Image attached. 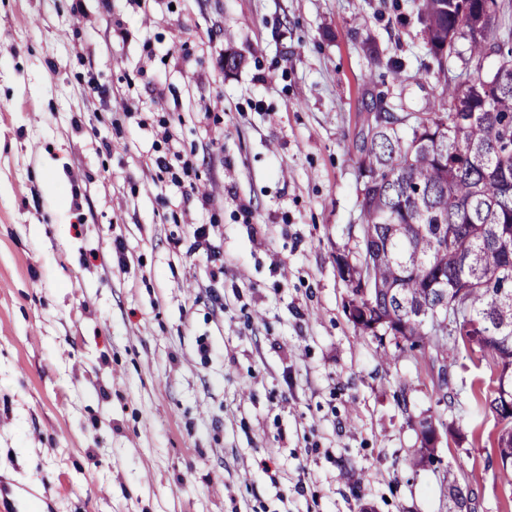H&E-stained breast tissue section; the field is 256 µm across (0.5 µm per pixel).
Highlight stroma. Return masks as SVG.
I'll return each mask as SVG.
<instances>
[{
    "instance_id": "stroma-1",
    "label": "stroma",
    "mask_w": 512,
    "mask_h": 512,
    "mask_svg": "<svg viewBox=\"0 0 512 512\" xmlns=\"http://www.w3.org/2000/svg\"><path fill=\"white\" fill-rule=\"evenodd\" d=\"M417 32L408 0H0V478L27 512H449L447 474L512 512L460 393L492 394L488 353L386 364L344 313L371 107L440 92ZM174 151L195 196L144 163ZM423 420L424 425L426 426L427 435L430 438L431 445L434 448L430 446V440L428 439V437L423 435L421 438V446L420 448L415 449L413 457V464L416 466L424 465L426 463L430 464L434 462L435 449L441 439L440 427L436 423V420L433 418H425Z\"/></svg>"
}]
</instances>
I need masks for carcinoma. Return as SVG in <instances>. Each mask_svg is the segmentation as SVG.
<instances>
[{"label":"carcinoma","mask_w":512,"mask_h":512,"mask_svg":"<svg viewBox=\"0 0 512 512\" xmlns=\"http://www.w3.org/2000/svg\"><path fill=\"white\" fill-rule=\"evenodd\" d=\"M506 0H413L418 35L442 92L421 112L376 105L360 146V222L336 247L349 289L344 312L384 345L392 336L435 351L479 327L497 386L475 406L498 420L496 454L512 478V66ZM467 45V52L458 44ZM462 70L448 74V57ZM421 438L413 464L434 462Z\"/></svg>","instance_id":"1"}]
</instances>
